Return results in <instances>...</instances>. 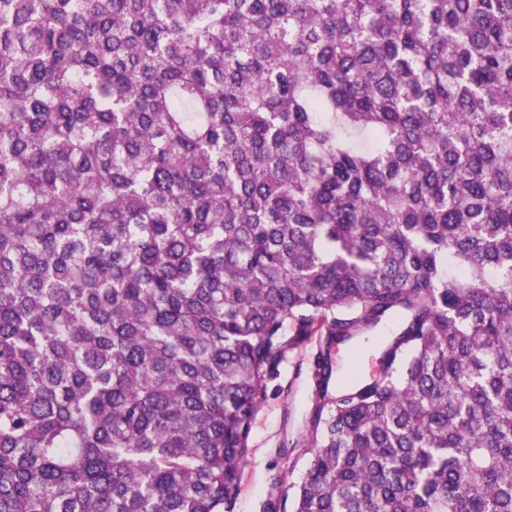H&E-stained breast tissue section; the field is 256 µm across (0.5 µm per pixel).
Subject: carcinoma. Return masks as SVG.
I'll return each mask as SVG.
<instances>
[{"instance_id":"obj_1","label":"carcinoma","mask_w":512,"mask_h":512,"mask_svg":"<svg viewBox=\"0 0 512 512\" xmlns=\"http://www.w3.org/2000/svg\"><path fill=\"white\" fill-rule=\"evenodd\" d=\"M288 323L272 512H512V0H0V512H233ZM385 336H378L368 342H360L357 345L344 344L335 349L334 374L330 382L329 391L336 392V368L337 374L343 376L354 375L360 378L371 376L378 366L377 346ZM317 340L291 346L270 383L249 439L233 512H269L278 480L298 483L311 458L308 421L315 403Z\"/></svg>"}]
</instances>
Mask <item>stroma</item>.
<instances>
[{"label":"stroma","instance_id":"stroma-1","mask_svg":"<svg viewBox=\"0 0 512 512\" xmlns=\"http://www.w3.org/2000/svg\"><path fill=\"white\" fill-rule=\"evenodd\" d=\"M294 334V327L286 326L284 337L292 347L256 416L234 512H268L277 482H300L311 458L308 421L315 403L317 343H294ZM377 346L374 339L339 346L334 353L338 373L371 376L378 366Z\"/></svg>","mask_w":512,"mask_h":512}]
</instances>
